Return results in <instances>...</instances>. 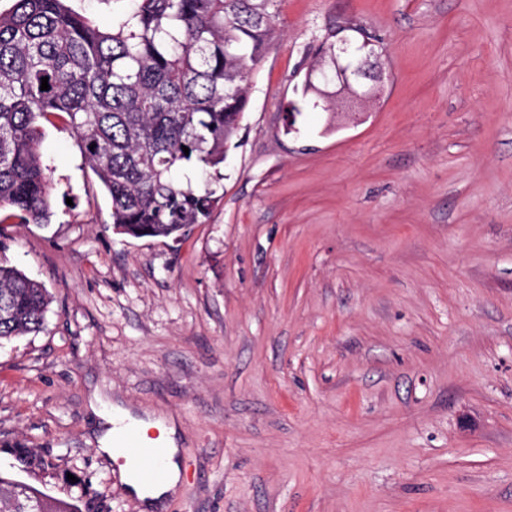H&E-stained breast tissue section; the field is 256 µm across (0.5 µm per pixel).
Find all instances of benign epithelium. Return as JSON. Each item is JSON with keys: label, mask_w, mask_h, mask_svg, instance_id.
<instances>
[{"label": "benign epithelium", "mask_w": 512, "mask_h": 512, "mask_svg": "<svg viewBox=\"0 0 512 512\" xmlns=\"http://www.w3.org/2000/svg\"><path fill=\"white\" fill-rule=\"evenodd\" d=\"M369 46V41L358 45L347 37H342L336 47L330 50V60L319 63V67L308 70L304 82L314 84V75H319L323 84H339L336 95L347 94L360 99L373 94L377 84L383 80V69L378 62L371 60L375 51L359 54V48Z\"/></svg>", "instance_id": "1"}]
</instances>
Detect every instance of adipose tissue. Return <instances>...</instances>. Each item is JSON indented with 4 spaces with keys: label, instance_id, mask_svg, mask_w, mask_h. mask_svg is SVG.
I'll return each mask as SVG.
<instances>
[{
    "label": "adipose tissue",
    "instance_id": "adipose-tissue-1",
    "mask_svg": "<svg viewBox=\"0 0 512 512\" xmlns=\"http://www.w3.org/2000/svg\"><path fill=\"white\" fill-rule=\"evenodd\" d=\"M108 427L99 440L100 455L120 461L121 482L126 490L141 503L144 512H158L168 496L174 493L181 482L179 450L176 446V429L172 422L161 418H136L123 407H115L106 418ZM132 427L141 435L150 430H158L157 442L163 448V476L155 482H144L138 475L133 460L127 459L121 446L120 435L123 428Z\"/></svg>",
    "mask_w": 512,
    "mask_h": 512
}]
</instances>
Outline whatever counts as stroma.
<instances>
[{"label":"stroma","mask_w":512,"mask_h":512,"mask_svg":"<svg viewBox=\"0 0 512 512\" xmlns=\"http://www.w3.org/2000/svg\"><path fill=\"white\" fill-rule=\"evenodd\" d=\"M112 27L132 0H68ZM217 200L131 238L43 123L46 224L0 263L47 288L0 343V473L135 512L89 402L173 417L164 512H512V0H282ZM377 37V96L286 115L319 45ZM32 448L56 467H15Z\"/></svg>","instance_id":"stroma-1"}]
</instances>
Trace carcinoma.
Wrapping results in <instances>:
<instances>
[{"label":"carcinoma","instance_id":"carcinoma-1","mask_svg":"<svg viewBox=\"0 0 512 512\" xmlns=\"http://www.w3.org/2000/svg\"><path fill=\"white\" fill-rule=\"evenodd\" d=\"M66 2L14 0L0 12V223L49 221L40 125L58 117L110 197L113 229L177 239L215 201L211 182L193 181L224 163L249 73L277 38L280 0H134L110 29ZM49 304L41 283L0 264V340L40 331ZM21 453L29 470L53 467ZM0 512L79 507L0 475Z\"/></svg>","mask_w":512,"mask_h":512}]
</instances>
